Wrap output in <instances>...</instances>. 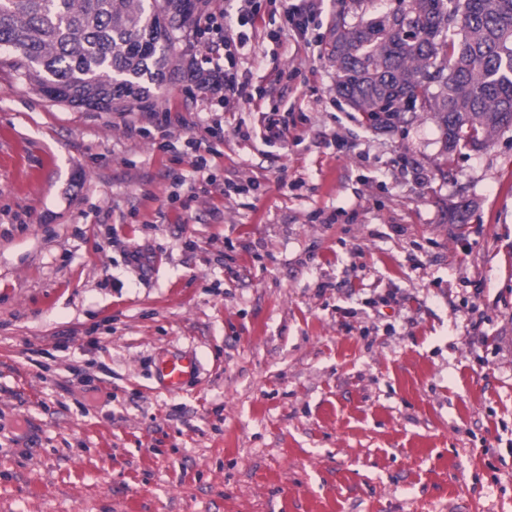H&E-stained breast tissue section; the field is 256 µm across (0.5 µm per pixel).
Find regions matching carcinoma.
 I'll return each instance as SVG.
<instances>
[{
	"label": "carcinoma",
	"mask_w": 512,
	"mask_h": 512,
	"mask_svg": "<svg viewBox=\"0 0 512 512\" xmlns=\"http://www.w3.org/2000/svg\"><path fill=\"white\" fill-rule=\"evenodd\" d=\"M192 0H0V51L59 103L109 111L146 101L176 65ZM325 51L336 95L388 128L421 115L450 155L512 130V0H398L336 14Z\"/></svg>",
	"instance_id": "obj_1"
}]
</instances>
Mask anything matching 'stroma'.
Here are the masks:
<instances>
[{"mask_svg":"<svg viewBox=\"0 0 512 512\" xmlns=\"http://www.w3.org/2000/svg\"><path fill=\"white\" fill-rule=\"evenodd\" d=\"M300 2L304 38L261 0L254 97L217 117L214 171L255 189L188 210L193 29L127 110L0 64V512H512V130L448 156L432 119L371 126L324 52L341 0ZM152 111L173 150L130 133ZM178 351L201 370L171 394ZM199 370L200 363L192 353H174L154 364L153 377L165 391L180 393Z\"/></svg>","mask_w":512,"mask_h":512,"instance_id":"1","label":"stroma"}]
</instances>
